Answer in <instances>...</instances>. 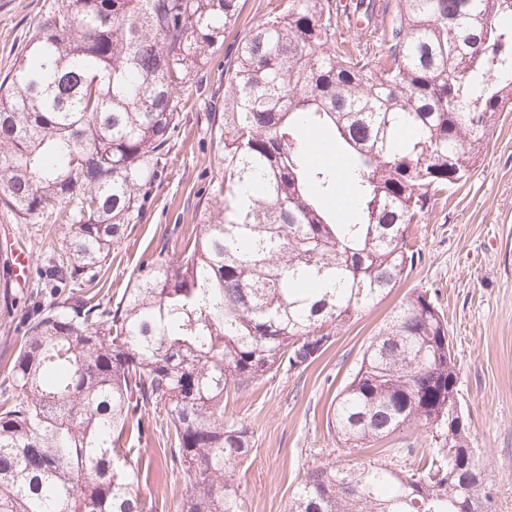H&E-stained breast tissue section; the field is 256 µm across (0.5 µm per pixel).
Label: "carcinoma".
<instances>
[{
  "mask_svg": "<svg viewBox=\"0 0 512 512\" xmlns=\"http://www.w3.org/2000/svg\"><path fill=\"white\" fill-rule=\"evenodd\" d=\"M366 31L336 28L351 11ZM239 0H63L0 81V205L17 224H62L26 329L0 383V512H156L141 495L149 417L188 476L178 512H244L246 426L224 391L298 370L339 326L420 260L413 226L464 184L512 104V0H287L244 31L207 113L224 179L200 230L166 246L116 299L91 287L140 224L199 60L236 23ZM349 162L356 215L330 205ZM428 454L314 465L288 512H493V487L459 407L448 323L415 291L367 345L328 427L355 450L397 430ZM454 449L448 455V449Z\"/></svg>",
  "mask_w": 512,
  "mask_h": 512,
  "instance_id": "cac0c4a2",
  "label": "carcinoma"
}]
</instances>
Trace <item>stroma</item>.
Returning <instances> with one entry per match:
<instances>
[{
	"mask_svg": "<svg viewBox=\"0 0 512 512\" xmlns=\"http://www.w3.org/2000/svg\"><path fill=\"white\" fill-rule=\"evenodd\" d=\"M62 0H0V78L28 44L33 27ZM237 25L203 60V85L190 102L173 153L174 163L152 192L148 220L132 225L102 268L99 297L120 295L160 242L180 251L200 219L202 192L224 171L203 121L211 95L224 93L225 58L246 28L270 10V0H242ZM421 259L378 304L342 327L332 345L309 367L270 374L224 395V416L251 435V454L238 475L245 512H286L309 466L347 465L386 458L396 449L425 450L428 440L404 428L372 447L348 451L327 425L336 394L348 382L371 337L391 311L414 291H429L448 322L459 400L472 445L494 482L495 512H512V112H502L466 184L449 189L414 227ZM58 224H17L0 209V254L7 242H23L40 267L57 248ZM150 457L144 496L159 512H176L188 493L185 477L171 470L163 438L146 430L140 443Z\"/></svg>",
	"mask_w": 512,
	"mask_h": 512,
	"instance_id": "1",
	"label": "stroma"
}]
</instances>
